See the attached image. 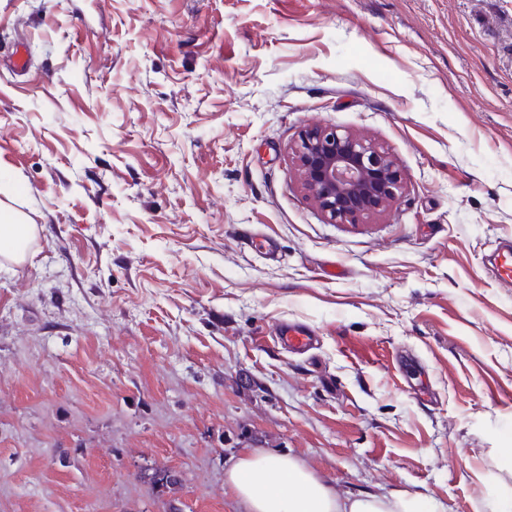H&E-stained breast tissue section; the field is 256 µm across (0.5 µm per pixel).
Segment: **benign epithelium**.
I'll use <instances>...</instances> for the list:
<instances>
[{"label": "benign epithelium", "mask_w": 512, "mask_h": 512, "mask_svg": "<svg viewBox=\"0 0 512 512\" xmlns=\"http://www.w3.org/2000/svg\"><path fill=\"white\" fill-rule=\"evenodd\" d=\"M293 155L303 189L330 224H359L404 189L387 152L334 126L302 131Z\"/></svg>", "instance_id": "1"}]
</instances>
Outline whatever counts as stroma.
<instances>
[{
  "instance_id": "1",
  "label": "stroma",
  "mask_w": 512,
  "mask_h": 512,
  "mask_svg": "<svg viewBox=\"0 0 512 512\" xmlns=\"http://www.w3.org/2000/svg\"><path fill=\"white\" fill-rule=\"evenodd\" d=\"M314 124L403 195L327 223ZM0 202L37 226L0 259V512H246L224 471L256 448L345 497L512 499L482 263L512 241V0H0ZM277 340L288 351L307 352L316 343V336L304 324L285 323L279 328Z\"/></svg>"
}]
</instances>
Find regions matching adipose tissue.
<instances>
[{
    "mask_svg": "<svg viewBox=\"0 0 512 512\" xmlns=\"http://www.w3.org/2000/svg\"><path fill=\"white\" fill-rule=\"evenodd\" d=\"M32 233L22 213L0 203V253L23 258V244ZM224 482L248 512H433L418 498L368 494L340 499L295 458L263 449L239 456Z\"/></svg>",
    "mask_w": 512,
    "mask_h": 512,
    "instance_id": "ef3b65f1",
    "label": "adipose tissue"
}]
</instances>
